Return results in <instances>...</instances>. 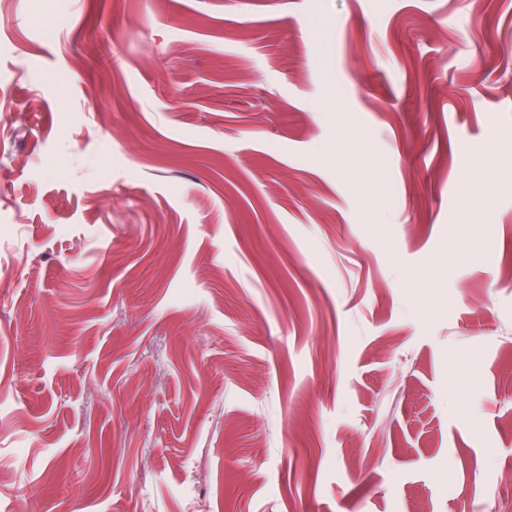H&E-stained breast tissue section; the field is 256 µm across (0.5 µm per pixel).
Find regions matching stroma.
<instances>
[{
  "instance_id": "obj_1",
  "label": "stroma",
  "mask_w": 512,
  "mask_h": 512,
  "mask_svg": "<svg viewBox=\"0 0 512 512\" xmlns=\"http://www.w3.org/2000/svg\"><path fill=\"white\" fill-rule=\"evenodd\" d=\"M509 467L512 0H0V512Z\"/></svg>"
}]
</instances>
